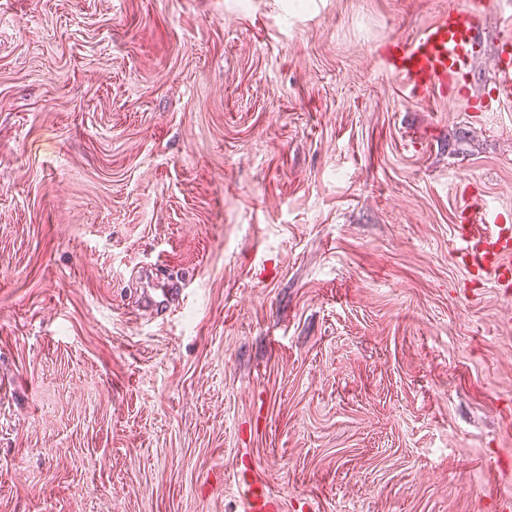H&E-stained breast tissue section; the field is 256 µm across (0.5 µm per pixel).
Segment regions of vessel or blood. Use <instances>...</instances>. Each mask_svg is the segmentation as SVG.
<instances>
[{"label": "vessel or blood", "mask_w": 512, "mask_h": 512, "mask_svg": "<svg viewBox=\"0 0 512 512\" xmlns=\"http://www.w3.org/2000/svg\"><path fill=\"white\" fill-rule=\"evenodd\" d=\"M478 11L448 10L411 41L387 47L384 68L400 77L405 91L418 96L431 91L460 95L480 46ZM496 95L512 98V52L503 51L493 61ZM461 258L469 271L493 274L500 284L512 283V225L487 204L476 205L459 227ZM243 512H279L277 498L248 468L238 471Z\"/></svg>", "instance_id": "1"}]
</instances>
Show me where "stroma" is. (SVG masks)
Returning <instances> with one entry per match:
<instances>
[{"label": "stroma", "instance_id": "1", "mask_svg": "<svg viewBox=\"0 0 512 512\" xmlns=\"http://www.w3.org/2000/svg\"><path fill=\"white\" fill-rule=\"evenodd\" d=\"M478 8L471 90L380 55ZM512 0H0V512H502ZM505 47V49H503ZM511 47V37L504 40L502 54L493 60V69L496 74V95L501 99L512 98V55L507 48ZM459 225V239L464 243L461 258L465 267L477 275L493 274L501 285L512 282V225L503 224L499 213L487 204H477ZM504 283V284H503ZM238 487L243 512H278V499L269 491L266 484L249 477V469L240 467Z\"/></svg>", "mask_w": 512, "mask_h": 512}]
</instances>
